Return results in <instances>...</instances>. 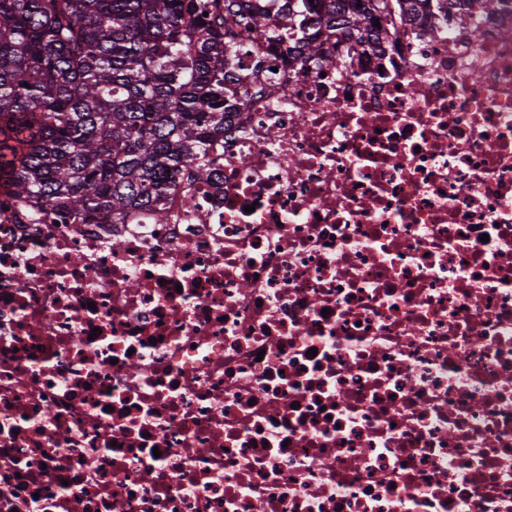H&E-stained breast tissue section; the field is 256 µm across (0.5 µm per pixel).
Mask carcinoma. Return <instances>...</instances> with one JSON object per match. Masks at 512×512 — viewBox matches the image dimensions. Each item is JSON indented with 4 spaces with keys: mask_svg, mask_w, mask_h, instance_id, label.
Instances as JSON below:
<instances>
[{
    "mask_svg": "<svg viewBox=\"0 0 512 512\" xmlns=\"http://www.w3.org/2000/svg\"><path fill=\"white\" fill-rule=\"evenodd\" d=\"M224 31L204 16L217 0H0V194L22 208L83 224H122L168 189L167 171L212 177L210 149L246 105L226 87L244 39L287 41L293 13L271 18L256 0H222ZM315 28L357 43L375 22L437 39L444 0H313ZM478 39L471 13L454 18ZM327 69L344 57L301 40Z\"/></svg>",
    "mask_w": 512,
    "mask_h": 512,
    "instance_id": "carcinoma-1",
    "label": "carcinoma"
}]
</instances>
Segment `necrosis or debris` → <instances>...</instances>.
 Segmentation results:
<instances>
[{"instance_id": "obj_1", "label": "necrosis or debris", "mask_w": 512, "mask_h": 512, "mask_svg": "<svg viewBox=\"0 0 512 512\" xmlns=\"http://www.w3.org/2000/svg\"><path fill=\"white\" fill-rule=\"evenodd\" d=\"M474 19L248 40L166 223L0 197V512H512V0ZM301 49L299 55L308 59H315L320 63L321 67L327 69H340L344 67V57L339 52L331 51L324 47V43L318 41L316 34L304 37L300 41Z\"/></svg>"}]
</instances>
